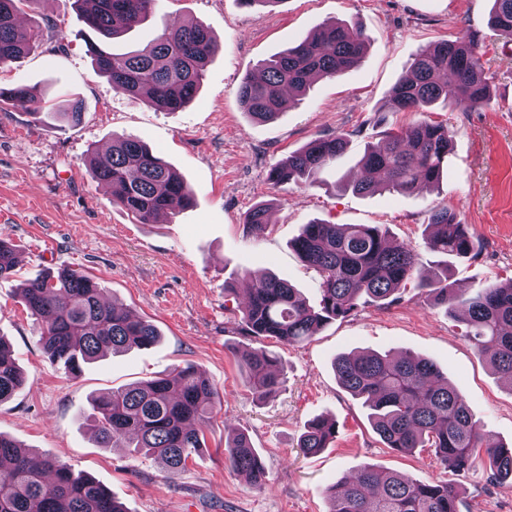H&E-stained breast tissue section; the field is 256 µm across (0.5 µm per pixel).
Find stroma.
Masks as SVG:
<instances>
[{
	"mask_svg": "<svg viewBox=\"0 0 512 512\" xmlns=\"http://www.w3.org/2000/svg\"><path fill=\"white\" fill-rule=\"evenodd\" d=\"M493 0H158L142 25L110 42L127 53L153 42L170 24L206 27L219 49L196 97L168 112L120 93L87 51L90 32L82 0H37L19 21L40 30L35 49L0 66V86L25 84L44 103L33 113L0 103V231L22 261L0 279V338L12 348L26 383L0 403V433L37 458L48 457L106 486L126 512H327V486L365 466L414 480L453 483L460 512H512V484L488 478L485 467L448 470L428 451L386 448L362 400L340 387L336 356L408 350L432 361L469 401L482 425L512 445V385L466 338L462 316L429 305L415 286L383 307L368 305L325 325L295 345L264 346L280 361L281 384L259 397L244 381L235 351L247 343L239 304L247 275L275 273L309 302L319 276L292 243L303 225L377 224L391 241L414 247L422 270L448 268L463 294L512 279V41L489 23ZM357 21L369 44L357 66L316 81L273 122L243 112L237 92L262 60L295 45L325 23ZM479 32L490 103L475 111L436 104L427 117L447 127L448 167L439 183L411 195H358L350 185L369 143L401 132L416 112H390L397 78L421 49ZM83 102L80 123L56 119L65 100ZM348 137L339 164L315 183L272 185L270 170L317 137ZM130 136L156 151L194 190L192 207L140 223L113 203L86 160L113 137ZM273 208L259 234L244 230L256 204ZM450 207L478 239L474 258H446L425 246L430 210ZM62 268L87 272L117 304L151 322L159 341L83 364L71 374L45 353L18 292L23 283ZM191 365L221 404L204 428L205 446L178 474L154 457L117 445L101 448L86 416L99 393ZM335 420L328 448L303 456L297 439L309 421ZM251 439L265 465L263 487L251 485L224 459L228 432Z\"/></svg>",
	"mask_w": 512,
	"mask_h": 512,
	"instance_id": "1",
	"label": "stroma"
}]
</instances>
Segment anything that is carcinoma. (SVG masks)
Returning <instances> with one entry per match:
<instances>
[{"instance_id":"cac0c4a2","label":"carcinoma","mask_w":512,"mask_h":512,"mask_svg":"<svg viewBox=\"0 0 512 512\" xmlns=\"http://www.w3.org/2000/svg\"><path fill=\"white\" fill-rule=\"evenodd\" d=\"M34 0H0V65L28 54L36 33L17 23L18 5ZM84 23L95 35L88 52L112 88L142 97L151 106L175 112L196 95L218 43L200 24H173L155 41L126 54L106 43L139 25L157 0H96ZM491 26L512 40V0H494ZM473 32L444 40L417 54L390 92L397 112H424L441 102L466 110L490 100V85L477 53ZM367 37L357 24H324L298 44L258 64L238 90L242 108L259 122L283 111L282 91H302L314 77H334L354 67L365 54ZM0 101L35 112L42 101L26 85L0 87ZM52 116L77 123L82 103L70 99ZM347 147L342 134L319 137L275 166L274 185L310 181ZM448 128L423 119L405 132L386 133L368 144L360 159L361 175L350 187L357 194H411L424 183H437L448 166ZM89 170L112 190L113 200L141 223L164 212L182 209L194 200L192 189L148 146L135 138L112 140L104 159L90 156ZM269 207L259 204L246 215L248 233L269 224ZM426 247L454 258L476 253L475 235L448 207L430 212ZM303 262L320 275L321 300L313 307L288 281L269 274L256 280L239 305L243 335L256 343L239 355L249 387L267 395L279 385V362L258 346L264 338L302 343L329 322L345 319L368 302L378 306L397 299L409 281L437 304L454 312L466 305L467 337L477 353L501 377L512 382V282L494 284L462 298L444 268L419 274V257L404 245L391 246L385 231L371 224L303 225L295 241ZM19 250L0 238V278L14 274ZM20 298L36 321L49 358L70 372L108 351L146 349L158 339L155 326L131 315L104 297V289L77 269L48 273L27 281ZM339 385L364 400L372 426L386 447L396 452L431 448L448 468L470 469L484 457L495 481L512 480V448L486 432L466 397L448 383L432 363L410 352L396 357L375 353L341 356L335 363ZM25 381L10 345L0 338V403L17 394ZM216 408L209 382L193 367H178L163 377L144 380L94 398L88 421L103 448L124 437L139 451L155 457L176 473L202 448L203 427ZM336 437V422L320 417L299 436L298 448L316 454ZM230 467L262 486L265 467L243 432L226 444ZM328 512H460L459 492L449 484L409 481L397 473L364 467L349 480L326 490ZM0 512H125L93 477L75 473L52 459L36 464L31 453L0 434Z\"/></svg>"}]
</instances>
